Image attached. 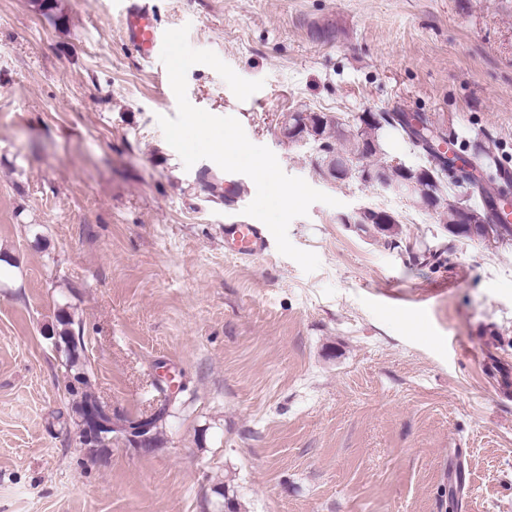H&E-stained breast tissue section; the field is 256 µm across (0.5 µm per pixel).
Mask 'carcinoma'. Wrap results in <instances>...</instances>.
Instances as JSON below:
<instances>
[{
    "label": "carcinoma",
    "mask_w": 512,
    "mask_h": 512,
    "mask_svg": "<svg viewBox=\"0 0 512 512\" xmlns=\"http://www.w3.org/2000/svg\"><path fill=\"white\" fill-rule=\"evenodd\" d=\"M292 120L306 128L313 129L319 135L321 158L332 157L336 166L342 167L350 161V154L359 149L362 142L372 146L367 163L373 169L384 166L389 160L383 138L384 127L388 126L409 143L413 152L423 159L422 167L430 170L435 179L426 183L425 197L432 206V215L445 228L457 224L460 214L445 204V198L455 197L477 210L476 219L480 223L467 225L461 232L469 235H482L490 228L495 237L512 236V226L494 222V209L484 201L489 181L487 177L497 171L498 160L486 142L474 140L465 145L462 154L450 155L439 149L440 144L453 145L456 134L433 126L425 118L406 112H384L375 124L362 125L358 118L349 123L335 115L316 112H294ZM400 221L392 224H361L359 229L372 231L385 238L387 246L401 247ZM57 321L61 326L58 333L65 345L71 364L77 363V349L81 344L80 335L74 329V320L65 311L60 310ZM96 378L92 370L81 367L76 370L67 386L70 395L76 397L74 412L82 443L90 448H108L115 434H124L129 428L140 425L151 427L152 439L142 445L145 451L154 449L157 434L167 417L166 409H161L146 419H126L112 417L101 404L95 392Z\"/></svg>",
    "instance_id": "obj_1"
}]
</instances>
